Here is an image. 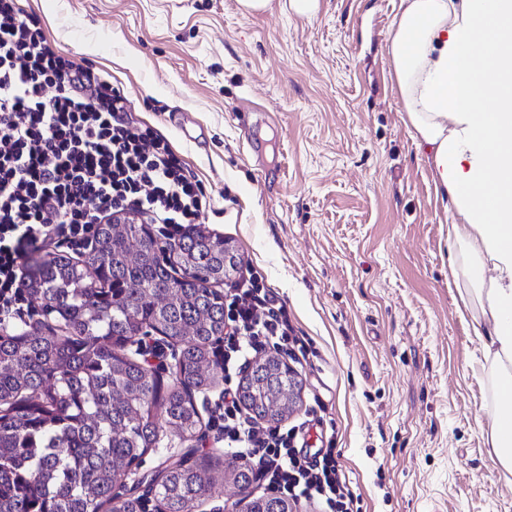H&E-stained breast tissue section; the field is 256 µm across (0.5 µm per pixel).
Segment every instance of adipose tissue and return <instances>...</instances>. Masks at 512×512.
Returning a JSON list of instances; mask_svg holds the SVG:
<instances>
[{
  "mask_svg": "<svg viewBox=\"0 0 512 512\" xmlns=\"http://www.w3.org/2000/svg\"><path fill=\"white\" fill-rule=\"evenodd\" d=\"M408 125L458 215L449 268L478 324L512 475V0H398L388 44Z\"/></svg>",
  "mask_w": 512,
  "mask_h": 512,
  "instance_id": "adipose-tissue-1",
  "label": "adipose tissue"
}]
</instances>
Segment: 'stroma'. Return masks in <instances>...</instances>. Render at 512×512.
<instances>
[{
  "label": "stroma",
  "mask_w": 512,
  "mask_h": 512,
  "mask_svg": "<svg viewBox=\"0 0 512 512\" xmlns=\"http://www.w3.org/2000/svg\"><path fill=\"white\" fill-rule=\"evenodd\" d=\"M395 4L320 0L306 19L237 0H20L168 141L210 202L204 226L287 308L304 344L287 423L339 454L359 512H512L445 203L392 79ZM188 452L224 455L212 432L165 434L129 483Z\"/></svg>",
  "instance_id": "35a3bbf8"
}]
</instances>
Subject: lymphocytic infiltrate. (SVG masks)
<instances>
[{"label":"lymphocytic infiltrate","instance_id":"f902f5d3","mask_svg":"<svg viewBox=\"0 0 512 512\" xmlns=\"http://www.w3.org/2000/svg\"><path fill=\"white\" fill-rule=\"evenodd\" d=\"M210 206L198 180L168 142L142 128L126 95L90 67L62 55L0 0V322L22 319L20 265L38 252L92 244L96 224L138 211L170 245ZM284 305L247 282L231 294L221 363L226 387L211 429L268 489L325 512H354L333 450L294 448L297 428L261 426L231 381L249 357L289 352Z\"/></svg>","mask_w":512,"mask_h":512}]
</instances>
